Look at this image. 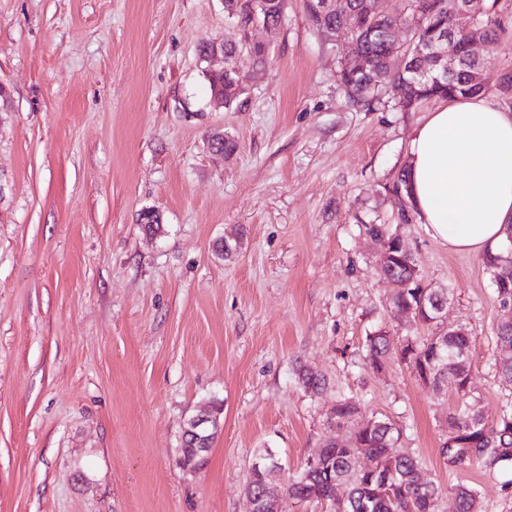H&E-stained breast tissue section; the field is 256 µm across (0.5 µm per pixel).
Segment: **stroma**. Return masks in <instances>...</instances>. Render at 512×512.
<instances>
[{
    "instance_id": "1",
    "label": "stroma",
    "mask_w": 512,
    "mask_h": 512,
    "mask_svg": "<svg viewBox=\"0 0 512 512\" xmlns=\"http://www.w3.org/2000/svg\"><path fill=\"white\" fill-rule=\"evenodd\" d=\"M498 14V44L476 48L492 81L512 72V0ZM254 36L268 63L225 108L206 78L222 63L199 55L241 38L224 0H0V512H250L258 454L287 482L335 436L342 392L402 428L428 480L512 512L511 466L453 470L440 454L458 397L365 358L375 329L428 333L392 307L359 230L388 224L423 282L450 288L445 323L473 334L477 409L491 419L507 399L483 254L402 223L387 191L436 101L405 112L391 90L353 106L348 47L303 0ZM216 132L232 155L210 148ZM215 406L219 431L187 469L182 434Z\"/></svg>"
}]
</instances>
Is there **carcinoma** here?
I'll list each match as a JSON object with an SVG mask.
<instances>
[{"label":"carcinoma","instance_id":"cac0c4a2","mask_svg":"<svg viewBox=\"0 0 512 512\" xmlns=\"http://www.w3.org/2000/svg\"><path fill=\"white\" fill-rule=\"evenodd\" d=\"M343 12L330 19L336 32L361 39L365 67L347 61L341 63L339 80L347 89L354 105L370 106L380 92L394 82L393 75L383 59L391 45V31L401 24L412 29L409 60L413 68L423 65L424 59L417 56L420 45L439 37L448 28L450 20L463 6V0H408L403 14H380L366 21L363 19V0H342ZM495 10L482 15V36L489 44L499 40L501 27L494 17ZM268 61L264 47L254 48L253 55L241 60L235 47L224 46V66H243L248 63L251 70H260ZM475 68L465 64L456 69L448 80L439 84L417 85L411 90L416 101L430 97L451 99L486 92L475 83ZM371 240L383 248L388 237L386 225L363 224L360 227ZM485 263L492 272V281L512 275V260L500 254L488 252ZM415 257L408 251L395 253L391 263L377 268L393 286L392 304L396 308L419 305L418 296H425L426 312L422 321L432 327L427 336H402L397 339L383 329L369 333L365 338L369 363L376 372L387 364L400 360L408 365L419 380L429 385L438 396L454 391L462 400H467L470 379V348L472 334L467 327L455 331L441 329L437 321L448 310V289L424 286L421 278L414 276ZM298 383L311 395L318 394L326 385L324 376L306 370L298 374ZM209 419L208 434L197 436L196 431L186 427L182 453L183 466L193 470L201 465L206 449L219 427V417L212 411L205 412ZM341 429L349 423L357 426L347 434L338 435L324 446L323 467L305 466L289 476L282 491L300 501L313 487L329 490L331 483L345 485L347 495L344 512H440L439 505L445 489L432 483L421 482L423 473L419 460L409 454H390L389 448L398 447L402 429L388 418L365 415L364 406L357 398L342 394L336 399L328 417ZM448 428V437L441 448L446 464L461 469L474 459L485 471L492 473L502 466L512 464V400L502 405L498 416L489 421L475 411L465 407L450 410L443 417ZM373 459L371 470L357 468L355 460L361 451ZM269 479L256 473L250 476L246 489L257 500L268 497ZM457 502V512H481L479 491L466 485L451 488Z\"/></svg>","mask_w":512,"mask_h":512}]
</instances>
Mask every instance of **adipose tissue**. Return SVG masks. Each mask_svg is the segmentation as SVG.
Instances as JSON below:
<instances>
[{
  "label": "adipose tissue",
  "instance_id": "ef3b65f1",
  "mask_svg": "<svg viewBox=\"0 0 512 512\" xmlns=\"http://www.w3.org/2000/svg\"><path fill=\"white\" fill-rule=\"evenodd\" d=\"M420 223L450 250L494 248L512 224V110L477 94L414 127L405 164Z\"/></svg>",
  "mask_w": 512,
  "mask_h": 512
}]
</instances>
